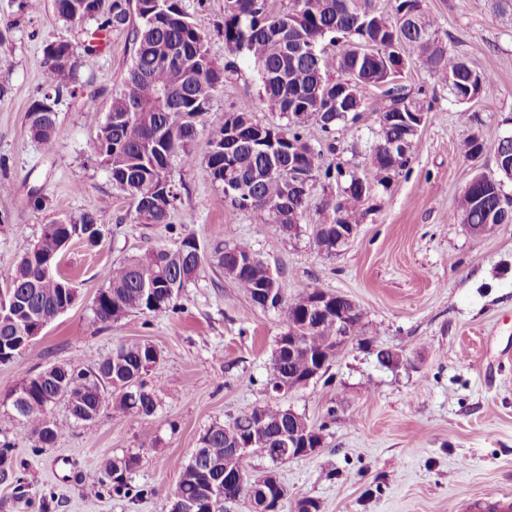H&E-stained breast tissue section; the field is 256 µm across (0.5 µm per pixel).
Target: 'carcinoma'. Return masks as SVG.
Instances as JSON below:
<instances>
[{
  "mask_svg": "<svg viewBox=\"0 0 512 512\" xmlns=\"http://www.w3.org/2000/svg\"><path fill=\"white\" fill-rule=\"evenodd\" d=\"M181 0H53L56 14L72 23L74 18L91 25L85 39L75 46L66 38L49 42L42 49L45 91L28 111L30 137L50 156L56 147L58 114L55 103L63 94L76 98L82 87L80 70L96 63L106 37L118 32L129 39L133 57L120 87L112 93L106 121L97 132L95 150L112 183L133 199L138 224H168L179 194L171 179L177 160L187 162L200 133L207 132L210 148L207 174L228 188L238 209L249 212L260 224H274L287 234L307 214L308 196L288 194V164L297 162L314 181L342 180L341 211L348 224H359L367 197L363 186L388 187L404 171L410 154L390 157L386 147L406 134L396 122L379 125L370 166L360 172L341 165L327 166L322 150L307 137V127L316 120L323 136H334L356 111L338 112L326 99L336 98V83L326 75V64L309 48L325 40L336 43V66L341 73L357 71L355 92L360 100L378 90L383 112L425 114V91L399 101L386 89V67L381 55L356 61L354 45L368 39L385 43L390 32L401 36L429 74L448 87L459 102L468 101L471 75L482 82L488 96L494 82L487 72L438 39L437 21L417 0H393L392 11H377L373 0H289L281 16L270 0H224V43L242 54L262 83L255 101H247L214 123H206L218 86L234 65L210 53L196 25L180 5ZM285 115V126L262 125L255 109ZM240 130V140L231 155H224L229 128ZM294 149L288 155V149ZM460 153L468 159L494 156L503 164L512 162V138L487 141L475 134L463 139ZM502 187L483 180L458 197L456 217L462 224H512V210L500 201ZM101 223L94 212L57 225L21 254L15 266L0 274V284L12 289L15 306L0 315V363L11 361L21 351L20 342L31 323L49 324L74 300V289L64 278L47 277L39 256L57 251L62 241L89 224ZM336 203L327 201L313 225L312 243L317 253L336 254ZM224 274L233 279L253 304L263 308L257 288H277L266 263L246 242L217 249ZM202 265L200 247L193 235L181 238L175 248L158 247L127 262L112 265L94 300V319L118 322L133 313L167 312L176 308L177 293L194 280ZM306 299L297 298L279 306L285 312L287 336L296 338L293 348L277 338L267 389L288 386L296 390L320 363L337 354L336 308L353 311L345 323L350 339L359 336L362 313L343 296L331 298L325 311L309 312ZM157 346L150 341L122 344L93 365L74 360L54 367L40 381L25 379L8 395L3 416L33 440L34 450L52 447L66 428L51 416L62 403L74 424H90L106 410L113 415L151 416L157 395L146 377L159 363ZM303 416L269 401L241 412L229 424L215 423L200 437V447L178 467L179 479L167 499L180 494L194 505L193 512H224V503L248 498L255 481L246 460L235 448L253 436L265 445L280 448L301 427ZM142 457L126 454L109 461L103 475L118 496L141 497L148 490L128 482ZM0 485L12 488L18 500L29 498V483L14 455V442L0 430Z\"/></svg>",
  "mask_w": 512,
  "mask_h": 512,
  "instance_id": "carcinoma-1",
  "label": "carcinoma"
}]
</instances>
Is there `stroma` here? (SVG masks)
I'll return each instance as SVG.
<instances>
[{
	"instance_id": "stroma-1",
	"label": "stroma",
	"mask_w": 512,
	"mask_h": 512,
	"mask_svg": "<svg viewBox=\"0 0 512 512\" xmlns=\"http://www.w3.org/2000/svg\"><path fill=\"white\" fill-rule=\"evenodd\" d=\"M18 3L0 0V30L9 31L0 41V181L13 186L0 193V269L14 266L54 221L92 211L103 219V236L94 245L72 240L60 252L56 272L73 284L74 302L26 350L0 364V401L27 377L75 359L96 363L122 344L151 341L161 360L147 378L158 393L153 415L105 413L83 426L70 423L59 404L52 416L68 430L54 447L36 453L30 440L15 436L31 501L16 502L0 487V512H164V497L178 480L174 461L189 459L213 423L273 397L266 380L286 316L255 306L215 257L216 247L243 241L271 268L285 299L316 288L339 294L357 305L363 324L324 376L276 396L322 427L319 452L278 465L252 456L249 472L275 470L288 499L314 498L322 512H494L497 503L512 504V224L477 236L455 218L462 189L477 172L494 168L492 156H462L459 142L474 131L488 140L512 134V20L496 16L488 0H424L443 41L492 73L497 91L455 102L408 53L403 82L424 87L432 109L407 169L373 191L356 238L326 257L313 248L310 225L339 193L337 184H316L305 224L277 235L211 181L203 135L193 162L172 169L181 202L170 225L133 221L131 196L113 184L94 147L112 92L131 65L126 34L112 35L96 65L81 73L95 106L66 98L57 104L56 149L45 156L27 127L43 85L42 48L60 37L80 42L82 27L59 18L52 0L25 15ZM182 6L210 52L237 67L219 87L214 110L222 115L257 98L256 75L224 43V0H182ZM379 108L367 101L357 120L338 131L326 160L367 168ZM34 187L44 208L29 201ZM188 234L206 259L176 312L94 322L104 268ZM381 349L400 353L402 364H379ZM123 453L142 456L129 480L149 488V496L131 501L105 487L86 495L85 477Z\"/></svg>"
}]
</instances>
